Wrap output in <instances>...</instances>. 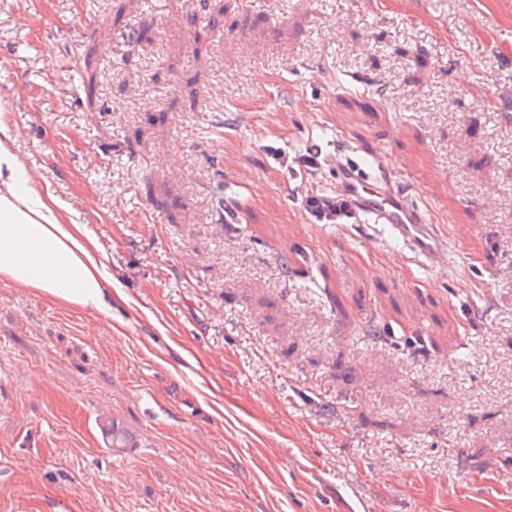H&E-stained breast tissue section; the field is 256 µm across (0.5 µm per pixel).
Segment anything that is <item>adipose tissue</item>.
<instances>
[{"instance_id":"1","label":"adipose tissue","mask_w":512,"mask_h":512,"mask_svg":"<svg viewBox=\"0 0 512 512\" xmlns=\"http://www.w3.org/2000/svg\"><path fill=\"white\" fill-rule=\"evenodd\" d=\"M17 133L0 113V283L70 309H112L108 257L86 225L67 223L55 195L30 177Z\"/></svg>"}]
</instances>
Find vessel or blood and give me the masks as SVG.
I'll use <instances>...</instances> for the list:
<instances>
[{"label":"vessel or blood","instance_id":"vessel-or-blood-1","mask_svg":"<svg viewBox=\"0 0 512 512\" xmlns=\"http://www.w3.org/2000/svg\"><path fill=\"white\" fill-rule=\"evenodd\" d=\"M337 187H351L357 208L374 223L388 225L393 235L424 265L441 268L448 264V241L468 238L473 228L469 225L454 227L443 233L433 224L426 223L410 196L400 186L385 179L369 182L363 169L347 165L337 174Z\"/></svg>","mask_w":512,"mask_h":512}]
</instances>
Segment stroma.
<instances>
[{
  "label": "stroma",
  "instance_id": "35a3bbf8",
  "mask_svg": "<svg viewBox=\"0 0 512 512\" xmlns=\"http://www.w3.org/2000/svg\"><path fill=\"white\" fill-rule=\"evenodd\" d=\"M209 5L0 0V113L123 292L0 284V512H512V0ZM341 153L473 225L447 268L308 219Z\"/></svg>",
  "mask_w": 512,
  "mask_h": 512
}]
</instances>
